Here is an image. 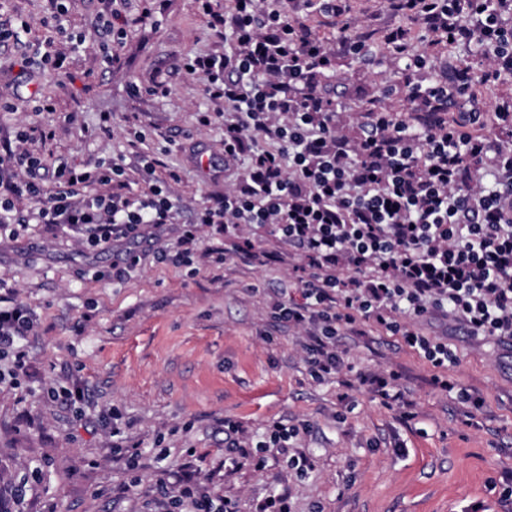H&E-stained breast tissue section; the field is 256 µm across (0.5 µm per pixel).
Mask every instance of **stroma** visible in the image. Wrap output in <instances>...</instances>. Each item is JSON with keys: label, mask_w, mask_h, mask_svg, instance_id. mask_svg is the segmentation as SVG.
<instances>
[{"label": "stroma", "mask_w": 512, "mask_h": 512, "mask_svg": "<svg viewBox=\"0 0 512 512\" xmlns=\"http://www.w3.org/2000/svg\"><path fill=\"white\" fill-rule=\"evenodd\" d=\"M68 7L71 27L86 34L69 75L42 65L21 77L12 52L0 51V97L16 105L0 111V146L19 131L49 128L43 151L73 164L139 149L161 160L157 176L176 172L167 188L178 221L96 250L34 224L0 239V276L34 319L19 344L26 373L0 382V512H164V490L189 458L200 468V494L229 498L236 512H253L266 490L284 485L292 512H503L487 481L512 469V353L451 336L460 355L455 378L485 399L467 426L456 404L428 385L429 367L386 336L370 345L345 336L339 348L359 368L404 369L416 420L403 423L367 387L313 382L297 338L275 327L266 308L291 267L212 262L203 251L219 239L208 231L191 260H167L179 225L224 192V128L199 125L211 103L202 80L176 63L223 53V42L194 0H155L152 18L128 29L119 62L108 64L91 31L108 0ZM48 9L47 0H7L1 11L25 22L19 37L32 44L51 34L42 23ZM338 72L356 109L404 78L388 64L346 58ZM161 79L168 95L150 93ZM46 97L54 111H38ZM126 250L138 263L113 278ZM60 387L81 388L86 398L73 406L47 398ZM228 419L257 435L274 420L308 422L313 469L301 481L281 461L225 476Z\"/></svg>", "instance_id": "1"}]
</instances>
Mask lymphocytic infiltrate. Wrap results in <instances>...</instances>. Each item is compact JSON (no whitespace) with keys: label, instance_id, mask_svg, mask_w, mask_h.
<instances>
[{"label":"lymphocytic infiltrate","instance_id":"1","mask_svg":"<svg viewBox=\"0 0 512 512\" xmlns=\"http://www.w3.org/2000/svg\"><path fill=\"white\" fill-rule=\"evenodd\" d=\"M353 0H195L223 54L183 56L179 67L201 77L204 94L223 112H199L200 125L224 121V177L234 183L200 206L183 225L177 254L188 258L204 228L223 235L217 259L233 256L265 266L290 259L293 287L267 301L271 318L300 338L314 382L342 372L370 388L380 404L415 419L399 371L357 370L338 349L342 336L396 338L423 358L429 382L467 409L484 400L452 375L459 357L447 334L425 326L438 320L478 341L512 352V0H382L400 24L382 36L389 61L410 72L431 66V52L475 47L480 71L449 60L448 78L387 87L379 100L348 111L336 96V58L361 60L370 35L348 18ZM54 38L21 55L67 73L70 51L85 36L64 25L65 0H49ZM153 15L152 0H112L93 29L120 44L128 27ZM496 88L493 103L482 90ZM411 105L401 117L389 100ZM0 155V235L39 224L89 248L141 237L146 226L173 223L176 209L163 180L128 190L125 165L53 162L28 149ZM42 199L20 213L19 201ZM288 254L263 248L262 236ZM28 307L0 305V351L28 335ZM307 423L275 421L254 436L225 420L224 451L231 470L265 469L286 459L302 477L313 461L302 441Z\"/></svg>","mask_w":512,"mask_h":512}]
</instances>
